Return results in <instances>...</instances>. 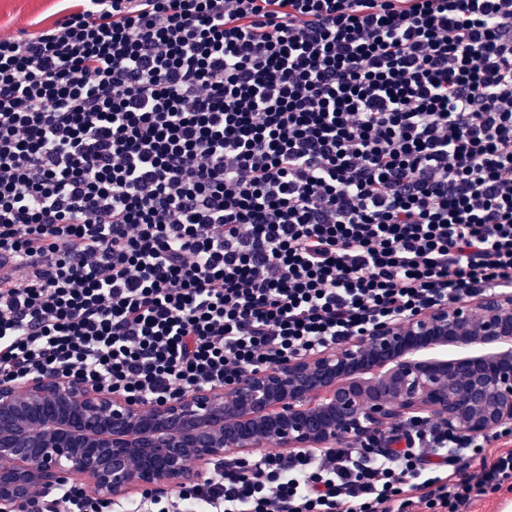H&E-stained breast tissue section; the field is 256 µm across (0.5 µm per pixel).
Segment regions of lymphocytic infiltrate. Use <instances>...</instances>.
I'll use <instances>...</instances> for the list:
<instances>
[{
    "label": "lymphocytic infiltrate",
    "instance_id": "lymphocytic-infiltrate-1",
    "mask_svg": "<svg viewBox=\"0 0 512 512\" xmlns=\"http://www.w3.org/2000/svg\"><path fill=\"white\" fill-rule=\"evenodd\" d=\"M80 2L0 35L1 384L149 403L512 288V0ZM499 438L424 417L135 512H463Z\"/></svg>",
    "mask_w": 512,
    "mask_h": 512
}]
</instances>
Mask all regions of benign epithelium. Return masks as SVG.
I'll use <instances>...</instances> for the list:
<instances>
[{"instance_id":"1","label":"benign epithelium","mask_w":512,"mask_h":512,"mask_svg":"<svg viewBox=\"0 0 512 512\" xmlns=\"http://www.w3.org/2000/svg\"><path fill=\"white\" fill-rule=\"evenodd\" d=\"M36 375L0 386V503L20 504L60 476L105 499L159 485L190 459L290 452L356 441L389 419L429 414L465 437L512 428V291L382 324L342 346L224 386L148 404Z\"/></svg>"}]
</instances>
